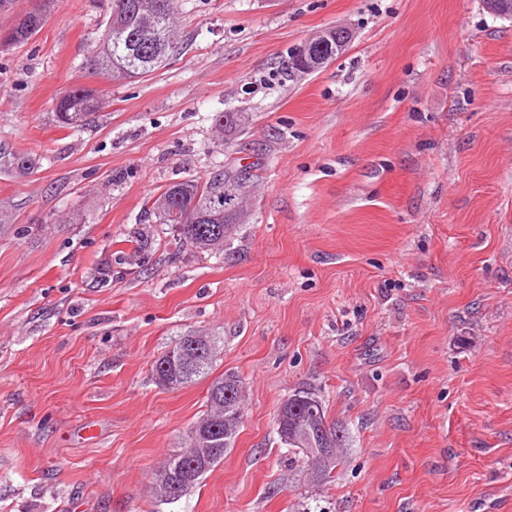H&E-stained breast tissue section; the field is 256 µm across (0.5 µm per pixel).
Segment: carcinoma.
Masks as SVG:
<instances>
[{"instance_id":"1","label":"carcinoma","mask_w":512,"mask_h":512,"mask_svg":"<svg viewBox=\"0 0 512 512\" xmlns=\"http://www.w3.org/2000/svg\"><path fill=\"white\" fill-rule=\"evenodd\" d=\"M56 0H40V5L21 17L13 27L0 36L1 46L27 42L42 26L44 16ZM137 0H111V14L105 34L119 27L123 35L103 39L97 58L98 68H124L126 77L149 74L159 68L163 56L157 54L154 40L147 37L150 29H158L159 40L172 42V27L176 0H160L162 11L136 12L129 4ZM95 91L86 87L69 88L61 92L55 102L59 126L74 131L84 127L97 108ZM250 171L246 168H217L205 178L186 179L167 187L152 201L151 211L162 224L183 225V241L190 246L213 250L224 246V238L231 237L235 225L224 229V193L243 196ZM183 338L176 339L154 361L152 377L162 384V377H170L181 387L209 377L216 369L219 355L214 354L197 367L186 369L179 357ZM224 375L215 377L208 386L203 414L192 423L187 434V448L172 454L162 465L164 469L190 471L199 455L208 458V467L197 471L195 485L224 460V454L233 447L242 419H237L229 437H224V397L212 394Z\"/></svg>"}]
</instances>
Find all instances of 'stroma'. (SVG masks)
<instances>
[{"label":"stroma","instance_id":"35a3bbf8","mask_svg":"<svg viewBox=\"0 0 512 512\" xmlns=\"http://www.w3.org/2000/svg\"><path fill=\"white\" fill-rule=\"evenodd\" d=\"M109 14L58 0L0 48V512H512V20L483 0H180L143 78L88 75ZM348 49L290 75L309 38ZM96 91L89 125L57 95ZM240 115L230 133L212 121ZM250 166L220 255L144 204ZM196 331L244 385L243 424L190 495L155 472L207 381L152 362ZM316 393L349 436L310 479L275 418ZM353 37L354 33L352 29L347 26L336 25V28L325 30L319 38L305 42L293 55L297 71L299 73L308 74L330 63L328 57H324L322 54L318 53V48H321L323 41L324 43L330 42L332 39L336 43L335 60L337 56L344 53L352 42ZM97 104L92 89L82 86L64 90L55 102L59 126L73 131L83 128L94 115Z\"/></svg>","mask_w":512,"mask_h":512}]
</instances>
